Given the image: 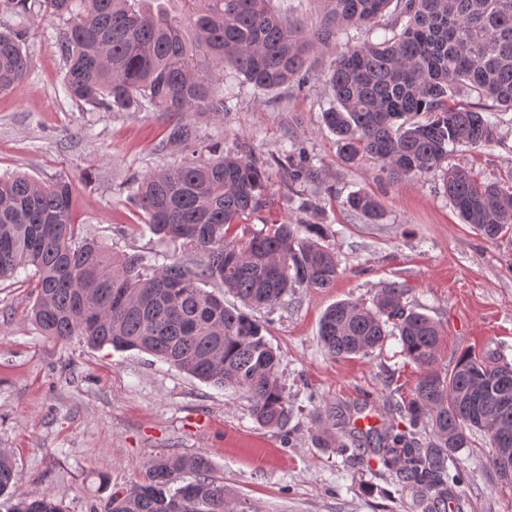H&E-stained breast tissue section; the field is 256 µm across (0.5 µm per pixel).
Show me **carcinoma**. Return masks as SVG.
Returning <instances> with one entry per match:
<instances>
[{"instance_id": "1", "label": "carcinoma", "mask_w": 512, "mask_h": 512, "mask_svg": "<svg viewBox=\"0 0 512 512\" xmlns=\"http://www.w3.org/2000/svg\"><path fill=\"white\" fill-rule=\"evenodd\" d=\"M27 13L36 8L62 23L63 88L106 112H171L174 142L196 141L191 119L224 112V69L269 91L307 72L308 56L347 28L393 31L336 55L327 80L336 105L323 112L342 159L368 157L392 180L440 174L463 221L486 240L512 230V184L480 182L468 170L443 167L448 146L486 144L491 112H512V0H315L314 25L285 23L271 0H178L170 13L159 0H0ZM395 4L396 17L388 8ZM402 30L395 32L398 23ZM21 32L0 31V93L22 86L31 59ZM467 85L483 107L451 105L448 88ZM288 178L314 182L321 170L300 147L288 153ZM268 162L217 145L197 149L171 169L137 183L144 223L155 235L183 240L194 257L164 263L139 253L111 254L83 238L73 222V186L61 177L38 184L0 177V280L33 267L38 295L34 322L57 340L80 336L94 346L140 350L220 387L242 391L256 422L269 429L289 418L279 380V355L265 323L249 309H272L296 288H331L336 253L321 244L318 224H271L245 241L232 229L265 206ZM344 206L374 224L381 204L356 192ZM220 284L242 307L208 291ZM405 289H384L373 306L342 301L319 328L326 352L365 357L398 337L421 376L394 410L408 427L365 430L369 448L350 436L336 453L356 462L366 452L420 492L455 498L467 472L458 453L476 432L488 438L489 466L498 476L512 462V363L466 353L451 372L438 368L439 325L404 304ZM19 477L0 449V497ZM10 512H64L46 490L19 497ZM102 512H239L203 457L152 462L147 481L112 493Z\"/></svg>"}]
</instances>
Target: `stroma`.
<instances>
[{
	"mask_svg": "<svg viewBox=\"0 0 512 512\" xmlns=\"http://www.w3.org/2000/svg\"><path fill=\"white\" fill-rule=\"evenodd\" d=\"M57 27L37 10L0 9V29L21 30L32 60L24 84L0 94V175L21 173L40 183L68 177L81 235L161 263L188 257L182 241L143 226L132 195L135 180L187 154L186 145L169 139L174 116L104 112L65 96ZM384 36L352 27L310 54L305 82L270 91L225 70L222 116L193 119L200 144L250 148L272 164L267 205L237 228L238 237L267 224H319L339 261L333 287L296 289L274 310L256 313L280 354L288 425L259 426L242 393L201 382L151 354L45 336L30 317L35 273L22 270L0 281V448L13 456L18 493L44 489L66 512H90L112 492L143 483L153 460L201 456L242 512H431L432 496L401 489L375 455L349 467L327 445L356 428L400 424L390 405L410 395L418 367L395 338L370 356L333 359L321 345L320 321L332 304L369 306L396 283L411 307L440 326L439 369L452 370L465 353L502 351L512 359V234L484 240L459 217L439 176L395 182L370 158L342 161L322 121L333 101L325 74L346 44ZM495 122L490 143L454 148L449 165L485 182L511 178L512 112L497 113ZM294 144L322 169L319 181H289L283 150ZM354 191L380 202L379 222L366 223L344 207ZM488 448L479 435L460 453L469 473L456 490L464 512H512V484L489 468Z\"/></svg>",
	"mask_w": 512,
	"mask_h": 512,
	"instance_id": "stroma-1",
	"label": "stroma"
}]
</instances>
